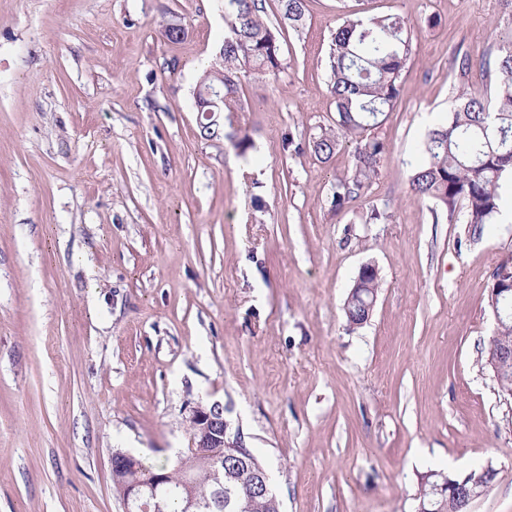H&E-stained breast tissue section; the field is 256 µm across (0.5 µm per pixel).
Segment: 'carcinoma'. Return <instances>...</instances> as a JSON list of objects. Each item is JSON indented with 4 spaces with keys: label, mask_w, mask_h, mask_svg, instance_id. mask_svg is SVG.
<instances>
[{
    "label": "carcinoma",
    "mask_w": 512,
    "mask_h": 512,
    "mask_svg": "<svg viewBox=\"0 0 512 512\" xmlns=\"http://www.w3.org/2000/svg\"><path fill=\"white\" fill-rule=\"evenodd\" d=\"M502 16L494 29L497 52L485 59L498 76L494 95L481 96L458 89L448 121L428 134L424 160L410 178L413 195L430 200L456 218L464 202L463 223L474 235L502 216L499 189L503 175L512 172V0H500ZM289 28L299 34L305 27L304 0H277L275 23L260 15L258 0H224V40L219 56L200 77L197 87L224 91L221 111H245L240 96L242 81L251 76L277 75L284 69L279 33ZM407 21L400 16L348 17L332 40L327 87L334 100L336 126L322 127L311 140L317 158L327 160L341 139L357 142L350 176L331 188V209L339 210L379 176L386 153L384 142L372 134L393 111L400 95L401 76L412 55ZM348 325L372 314V301L343 306ZM245 463L230 461L175 467L166 461L147 465L133 459L135 475L145 481L154 472L170 473L168 485L158 492L159 512H184L183 484H191L197 512H280V501L258 494L253 476L266 471L251 449ZM441 472L424 476L417 501L439 499L441 512H467L458 500L439 496L434 481Z\"/></svg>",
    "instance_id": "1"
}]
</instances>
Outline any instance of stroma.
Here are the masks:
<instances>
[{"label": "stroma", "instance_id": "1", "mask_svg": "<svg viewBox=\"0 0 512 512\" xmlns=\"http://www.w3.org/2000/svg\"><path fill=\"white\" fill-rule=\"evenodd\" d=\"M349 12L404 17L414 53L374 131L379 178L334 212L355 145L323 162L309 142L336 121L325 66ZM500 12L306 0L283 71L243 80L248 111L206 139L193 91L224 0H0V512H123L113 455L176 462L192 407L213 404L281 512H416L423 475L485 467L469 512H512V399L486 364L512 177L478 238L409 187L458 85L494 90ZM170 16L184 39L162 35ZM375 205L386 223H367ZM367 262L380 288L352 330Z\"/></svg>", "mask_w": 512, "mask_h": 512}]
</instances>
